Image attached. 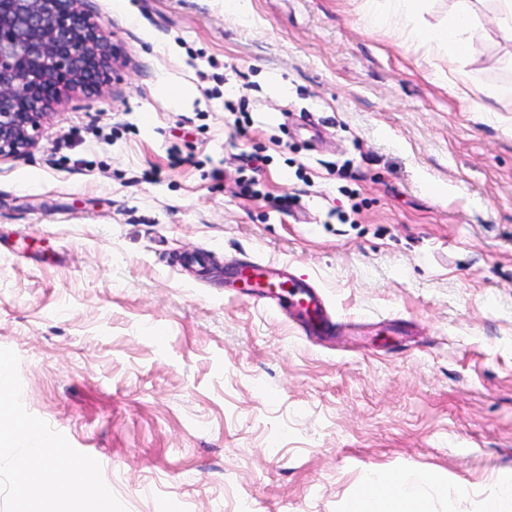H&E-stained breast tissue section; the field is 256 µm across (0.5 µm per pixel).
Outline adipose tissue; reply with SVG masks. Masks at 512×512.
Wrapping results in <instances>:
<instances>
[{
  "instance_id": "adipose-tissue-1",
  "label": "adipose tissue",
  "mask_w": 512,
  "mask_h": 512,
  "mask_svg": "<svg viewBox=\"0 0 512 512\" xmlns=\"http://www.w3.org/2000/svg\"><path fill=\"white\" fill-rule=\"evenodd\" d=\"M406 40L426 45L448 65L469 54L480 30L473 0H456L447 23L404 29ZM432 484L416 473L369 472L347 503L346 512H428Z\"/></svg>"
}]
</instances>
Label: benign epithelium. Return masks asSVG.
<instances>
[{
  "mask_svg": "<svg viewBox=\"0 0 512 512\" xmlns=\"http://www.w3.org/2000/svg\"><path fill=\"white\" fill-rule=\"evenodd\" d=\"M82 0H0V161L25 153L62 92L104 78L111 47Z\"/></svg>",
  "mask_w": 512,
  "mask_h": 512,
  "instance_id": "benign-epithelium-1",
  "label": "benign epithelium"
}]
</instances>
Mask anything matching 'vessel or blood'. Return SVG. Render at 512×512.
Masks as SVG:
<instances>
[{
    "mask_svg": "<svg viewBox=\"0 0 512 512\" xmlns=\"http://www.w3.org/2000/svg\"><path fill=\"white\" fill-rule=\"evenodd\" d=\"M231 285L250 300L271 305L309 341H323L341 329L322 293L288 272L281 262H243L237 266Z\"/></svg>",
    "mask_w": 512,
    "mask_h": 512,
    "instance_id": "vessel-or-blood-1",
    "label": "vessel or blood"
}]
</instances>
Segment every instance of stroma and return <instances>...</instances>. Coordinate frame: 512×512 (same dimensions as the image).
Instances as JSON below:
<instances>
[{"label":"stroma","instance_id":"obj_1","mask_svg":"<svg viewBox=\"0 0 512 512\" xmlns=\"http://www.w3.org/2000/svg\"><path fill=\"white\" fill-rule=\"evenodd\" d=\"M247 4L85 0L112 68L0 162L23 404L126 512H343L371 470L480 512L512 480V98L470 111L364 0ZM497 8L460 63L486 87L512 85ZM258 258L359 331L233 296Z\"/></svg>","mask_w":512,"mask_h":512}]
</instances>
